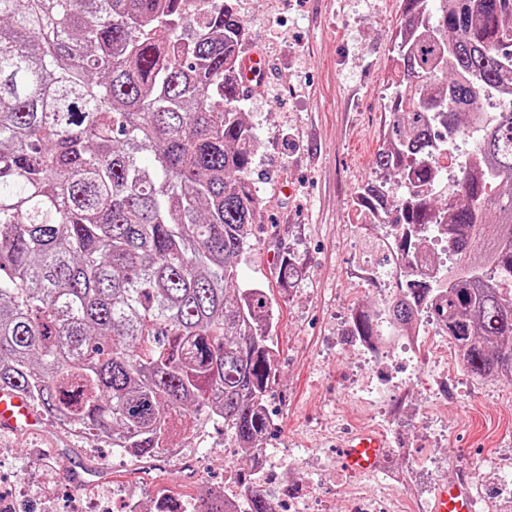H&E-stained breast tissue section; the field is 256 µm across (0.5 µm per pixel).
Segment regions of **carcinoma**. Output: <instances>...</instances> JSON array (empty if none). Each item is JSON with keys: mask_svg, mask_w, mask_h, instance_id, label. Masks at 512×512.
Segmentation results:
<instances>
[{"mask_svg": "<svg viewBox=\"0 0 512 512\" xmlns=\"http://www.w3.org/2000/svg\"><path fill=\"white\" fill-rule=\"evenodd\" d=\"M376 168L400 177L356 193L363 220L399 227L405 268L381 313L433 318L476 378L512 384V106L490 113L476 159L434 204L459 114L481 91L512 95V0H403ZM245 29L230 0H0V392L48 418L154 458L197 419L250 448L264 439L277 373L270 289L241 288L261 223L253 127L236 106ZM151 158L145 165L141 157ZM460 268L418 263L431 228ZM293 283L299 261L276 264ZM247 512H275L239 486ZM166 492L158 512H186ZM193 512H225L210 490Z\"/></svg>", "mask_w": 512, "mask_h": 512, "instance_id": "1", "label": "carcinoma"}]
</instances>
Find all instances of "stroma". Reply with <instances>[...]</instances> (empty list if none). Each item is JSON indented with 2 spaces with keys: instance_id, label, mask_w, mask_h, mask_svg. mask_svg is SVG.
<instances>
[{
  "instance_id": "35a3bbf8",
  "label": "stroma",
  "mask_w": 512,
  "mask_h": 512,
  "mask_svg": "<svg viewBox=\"0 0 512 512\" xmlns=\"http://www.w3.org/2000/svg\"><path fill=\"white\" fill-rule=\"evenodd\" d=\"M246 51L262 53L271 73L242 95L256 137L251 178L262 206L239 284L273 285L271 334L277 380L269 400L266 445L333 458L345 431L372 429L390 443L373 486L406 496L411 512H430L437 485L466 470L483 485L477 512H512V384L477 379L462 363L442 371L435 353L385 358L346 336L354 307L372 311L381 293L352 273L370 253L355 206L360 186L379 178L384 103L393 72L392 39L402 0H234ZM300 257L301 278L274 285L278 257ZM12 448L0 460V491L16 512H72L74 499L95 508L109 490L112 512L129 494L155 505L162 490L184 499L222 484L224 433L209 429L192 452L199 480L178 475V459L138 460L107 440L80 441L50 419L37 433L0 435Z\"/></svg>"
}]
</instances>
